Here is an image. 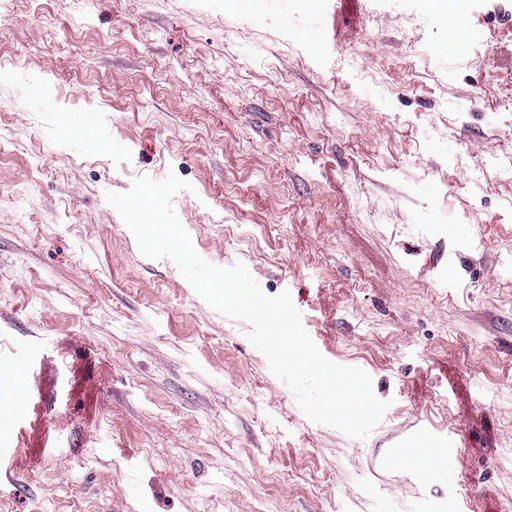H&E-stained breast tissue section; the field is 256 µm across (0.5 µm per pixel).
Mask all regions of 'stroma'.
<instances>
[{
    "mask_svg": "<svg viewBox=\"0 0 512 512\" xmlns=\"http://www.w3.org/2000/svg\"><path fill=\"white\" fill-rule=\"evenodd\" d=\"M452 5L462 54L427 0H7L0 512H512V0ZM171 172L198 255L371 376L367 438L141 253L106 195ZM9 383L21 391L25 403H28L26 391L29 386V375L26 368H19L11 365L2 366L0 369V384Z\"/></svg>",
    "mask_w": 512,
    "mask_h": 512,
    "instance_id": "stroma-1",
    "label": "stroma"
}]
</instances>
